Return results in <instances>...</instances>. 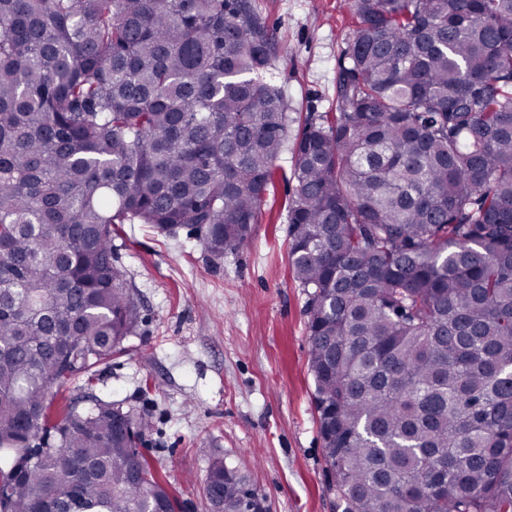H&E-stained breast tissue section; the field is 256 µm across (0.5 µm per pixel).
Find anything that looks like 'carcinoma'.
<instances>
[{"instance_id": "1", "label": "carcinoma", "mask_w": 512, "mask_h": 512, "mask_svg": "<svg viewBox=\"0 0 512 512\" xmlns=\"http://www.w3.org/2000/svg\"><path fill=\"white\" fill-rule=\"evenodd\" d=\"M288 262L344 512H512V0H352ZM252 0H0V512H181L120 401L119 224L248 242L288 149ZM211 512H266L224 458Z\"/></svg>"}]
</instances>
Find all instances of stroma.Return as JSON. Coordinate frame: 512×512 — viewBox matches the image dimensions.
<instances>
[{"instance_id": "stroma-1", "label": "stroma", "mask_w": 512, "mask_h": 512, "mask_svg": "<svg viewBox=\"0 0 512 512\" xmlns=\"http://www.w3.org/2000/svg\"><path fill=\"white\" fill-rule=\"evenodd\" d=\"M277 43L271 72L288 102V133L308 113L336 109L334 77L355 17L351 0H255ZM292 157L244 247L215 260L187 232L122 224L115 261L135 293L138 324L126 353L99 380L61 394L123 402L146 417L142 450L187 512H209L214 456L263 494L270 512H343L329 485L308 370L307 295L288 263L285 205Z\"/></svg>"}]
</instances>
